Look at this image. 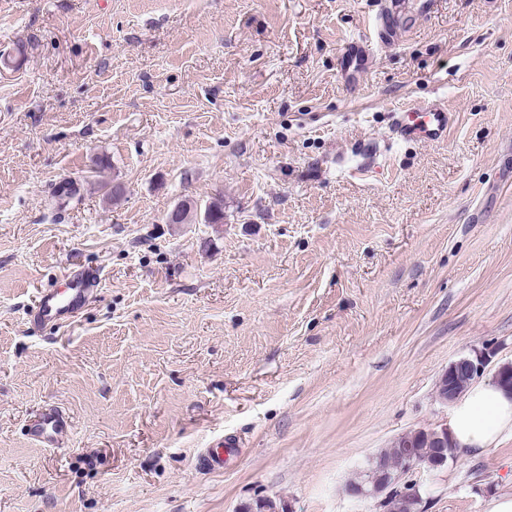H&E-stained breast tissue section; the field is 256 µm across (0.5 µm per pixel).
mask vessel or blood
<instances>
[{"label":"vessel or blood","instance_id":"vessel-or-blood-1","mask_svg":"<svg viewBox=\"0 0 512 512\" xmlns=\"http://www.w3.org/2000/svg\"><path fill=\"white\" fill-rule=\"evenodd\" d=\"M434 0H386L384 10L375 21L376 39L383 44L395 41L401 32L409 29L418 16L427 13ZM346 71H361L372 60L371 49L364 41L347 43L341 54ZM452 114L441 102H418L400 109L393 115L390 134L403 142L436 144L448 137ZM102 272H93L88 281L77 282L69 293L54 290L42 291L39 301L30 315L39 325H59L71 319L87 293L86 286L98 283ZM67 422L61 411L50 408L28 424L26 434L35 445L42 448H58L63 444Z\"/></svg>","mask_w":512,"mask_h":512}]
</instances>
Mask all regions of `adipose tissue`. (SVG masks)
<instances>
[{
	"mask_svg": "<svg viewBox=\"0 0 512 512\" xmlns=\"http://www.w3.org/2000/svg\"><path fill=\"white\" fill-rule=\"evenodd\" d=\"M449 429L460 452L489 448L512 432V394L491 382L468 387L454 403Z\"/></svg>",
	"mask_w": 512,
	"mask_h": 512,
	"instance_id": "obj_1",
	"label": "adipose tissue"
}]
</instances>
